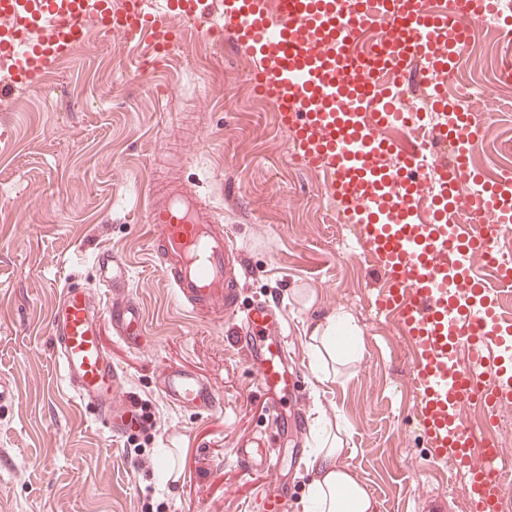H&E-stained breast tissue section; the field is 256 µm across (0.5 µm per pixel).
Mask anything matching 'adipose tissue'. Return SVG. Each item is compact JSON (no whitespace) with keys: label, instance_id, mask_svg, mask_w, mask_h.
<instances>
[{"label":"adipose tissue","instance_id":"1","mask_svg":"<svg viewBox=\"0 0 512 512\" xmlns=\"http://www.w3.org/2000/svg\"><path fill=\"white\" fill-rule=\"evenodd\" d=\"M359 333L353 319L344 313L338 314L335 320L315 325L311 339L316 360L336 362L347 357L348 352L338 339L344 336L352 340ZM342 446V437L337 433L326 434L321 440L317 456L322 473L310 487L308 512H371L372 503L365 489L337 465Z\"/></svg>","mask_w":512,"mask_h":512}]
</instances>
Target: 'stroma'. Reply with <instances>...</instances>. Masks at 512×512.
Listing matches in <instances>:
<instances>
[{
    "label": "stroma",
    "mask_w": 512,
    "mask_h": 512,
    "mask_svg": "<svg viewBox=\"0 0 512 512\" xmlns=\"http://www.w3.org/2000/svg\"><path fill=\"white\" fill-rule=\"evenodd\" d=\"M173 47L151 80L138 76L141 48L91 36L38 90L0 105V512H261L260 471L236 450L272 419L224 316L179 305L150 254L141 190L172 180L198 184L223 217L250 270L239 304L276 299L288 361L301 369L308 426L276 450L306 512L316 478L315 422H340L338 464L368 492L375 512H466V484L436 459L419 432L413 351L397 320L378 307L377 255L351 224L330 222L320 176L298 165L272 107L256 99L239 52L172 18ZM512 36L477 41L461 68L487 90L479 110L487 136L476 165H512V88L498 64ZM111 251L129 272L143 339H102L125 377L143 427L111 436L69 392L49 343L50 316L66 284L94 302L106 292L92 265ZM350 314L357 352L328 374L315 367L312 324ZM203 374L223 400L214 416L164 399L157 369ZM302 447L294 459L291 447ZM157 466L134 465V453Z\"/></svg>",
    "instance_id": "1"
}]
</instances>
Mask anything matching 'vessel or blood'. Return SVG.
Returning a JSON list of instances; mask_svg holds the SVG:
<instances>
[{
    "label": "vessel or blood",
    "mask_w": 512,
    "mask_h": 512,
    "mask_svg": "<svg viewBox=\"0 0 512 512\" xmlns=\"http://www.w3.org/2000/svg\"><path fill=\"white\" fill-rule=\"evenodd\" d=\"M175 16L218 32L241 52L256 96L278 113L293 152L319 172L362 246L383 255L379 299L414 351L419 425L435 457L464 476L467 512H504L512 466L482 444L458 409L474 400L494 415L512 409V329L489 301L492 287H512V268H497L492 286L472 265L512 232V183L486 180L468 166L471 96L463 98L464 115L431 128L425 153L401 151L383 135L413 118L402 107L410 89L445 105L457 56L476 29L500 20L498 0H0V99L38 86L39 76L96 32L144 44L139 76L148 79L170 49ZM447 199L490 214L491 223L449 222L436 212ZM143 222L178 299L195 313L223 307L270 412L279 414L290 400L285 424L302 429L306 411L277 308L264 301L239 309L244 255L219 228L213 207L174 184L150 192ZM95 265L109 294L106 309L82 289L64 288L50 338L69 389L119 435L139 420L140 408L124 397V374L102 341L101 318L109 316L113 335L136 347L141 316L123 263L105 250ZM159 381L173 406L206 414L223 408L195 370L170 364ZM236 460L247 472L277 470L266 437L238 449ZM263 505L265 512H290L288 489L276 476Z\"/></svg>",
    "instance_id": "vessel-or-blood-1"
}]
</instances>
